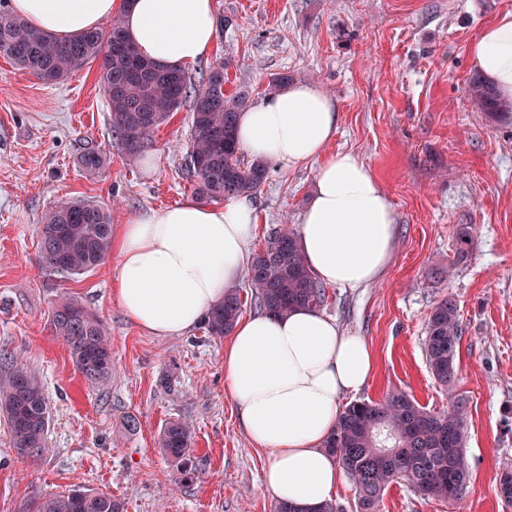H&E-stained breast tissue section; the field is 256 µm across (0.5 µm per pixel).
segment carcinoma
Returning <instances> with one entry per match:
<instances>
[{"instance_id":"carcinoma-1","label":"carcinoma","mask_w":512,"mask_h":512,"mask_svg":"<svg viewBox=\"0 0 512 512\" xmlns=\"http://www.w3.org/2000/svg\"><path fill=\"white\" fill-rule=\"evenodd\" d=\"M0 55L51 85L101 60L100 78L110 103L112 129L129 154L144 147L183 101L192 100L188 172L194 178L196 195L205 202L256 193L267 179L266 163H248L240 158L237 120L248 105L249 91L224 94L222 62L195 84L183 71L160 69L141 55L118 19L106 29L59 40L31 28L6 8H0ZM468 92L493 121L512 111V105L501 101L478 76L470 79ZM105 164L106 157L96 151L79 157V167L86 173H98ZM111 237L109 209L84 200L62 202L45 214L41 224L42 258L58 272L84 274L102 264ZM469 238L467 228H459L452 265L468 258ZM246 277L251 297L267 313L317 309L327 300L325 286L314 277L297 235L286 225L268 234L253 255ZM242 307L241 289L228 287L224 301L206 315L208 333L215 337L230 333ZM52 324L86 381L105 385L112 377V354L102 320L91 309L67 298L54 309ZM459 336L457 303L448 295L433 307L424 340L428 368L440 386L457 379ZM0 414L20 454L40 456L48 451L49 407L44 386L16 359L9 375L0 380ZM465 427L463 402L452 403L446 411L431 412L406 392L394 391L381 402L359 401L343 408L325 448L352 479L357 512H377L385 491L394 482L427 497L450 500L460 495L469 480L463 452ZM192 442L193 425L186 420L168 422L161 433V451L178 461L184 476L191 471ZM123 509L120 500L82 488L43 496L32 506V512Z\"/></svg>"}]
</instances>
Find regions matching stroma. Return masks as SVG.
I'll use <instances>...</instances> for the list:
<instances>
[{
    "label": "stroma",
    "instance_id": "obj_1",
    "mask_svg": "<svg viewBox=\"0 0 512 512\" xmlns=\"http://www.w3.org/2000/svg\"><path fill=\"white\" fill-rule=\"evenodd\" d=\"M212 55L192 79L225 64L224 92L267 95L270 79L321 86L340 111L329 148L373 169L397 217L394 258L375 284L328 290L323 306L362 336L376 369L344 403L402 390L427 410L466 403L469 482L459 499L425 497L397 483L379 512H512L498 488L512 469V122L494 123L467 99L475 70L468 46L512 0H215ZM191 107L182 103L132 155L112 135L100 66L55 85L0 56V378L24 359L49 405L48 455L24 456L0 417V512H28L46 494L83 487L119 499L125 512H275L263 484L266 453L240 425L224 391L225 338L204 326L158 338L116 303L117 257L81 275L41 261L40 227L58 203L108 208L113 224L194 195L188 174ZM105 155L95 175L77 160ZM314 190L312 168L271 167L253 194L251 250L281 224L299 228ZM470 231L469 260L454 265L456 232ZM452 295L461 335L458 377L441 387L424 353L435 303ZM94 311L112 347V379L90 386L51 316L62 298ZM136 430H128V419ZM194 426L193 471L159 448L168 421Z\"/></svg>",
    "mask_w": 512,
    "mask_h": 512
}]
</instances>
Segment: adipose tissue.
I'll return each mask as SVG.
<instances>
[{
	"label": "adipose tissue",
	"instance_id": "1",
	"mask_svg": "<svg viewBox=\"0 0 512 512\" xmlns=\"http://www.w3.org/2000/svg\"><path fill=\"white\" fill-rule=\"evenodd\" d=\"M29 26L67 39L120 18L141 53L165 69L210 56L213 0H10ZM474 69L512 100V11L471 42ZM334 99L320 87L286 86L241 112L240 147L255 160L292 170L311 166L315 191L299 242L322 284L361 288L381 279L396 245L389 195L357 155L332 152ZM256 212L248 196L220 206L185 200L133 217L114 231L113 296L126 316L157 337L200 324L251 261ZM375 370L363 337L320 311L261 312L238 319L224 347V390L251 441L265 450L264 485L282 502L311 512L336 494L339 469L325 449L344 395Z\"/></svg>",
	"mask_w": 512,
	"mask_h": 512
}]
</instances>
